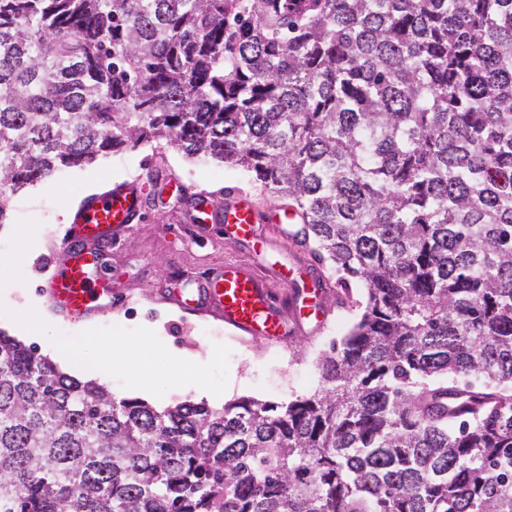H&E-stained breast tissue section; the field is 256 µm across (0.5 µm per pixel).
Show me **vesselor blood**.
Wrapping results in <instances>:
<instances>
[{
    "instance_id": "b4317fda",
    "label": "vessel or blood",
    "mask_w": 512,
    "mask_h": 512,
    "mask_svg": "<svg viewBox=\"0 0 512 512\" xmlns=\"http://www.w3.org/2000/svg\"><path fill=\"white\" fill-rule=\"evenodd\" d=\"M149 193V184L139 179L115 183L104 194L87 199L72 215L62 241L65 258L45 287L57 311L79 320L111 300V289L92 273L113 237L142 221ZM172 193L189 203L200 232H221L250 251L271 247L274 237H291L299 222L294 209L263 212L239 191L220 200L188 194L178 185ZM277 279L292 285L291 296L278 295L274 280L250 265L230 260L198 278L163 289L162 295L183 310L213 315L241 337H260L273 346L287 344L307 325L323 329L329 319L328 310L320 305L325 278L308 266L278 271Z\"/></svg>"
}]
</instances>
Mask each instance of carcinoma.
<instances>
[{
	"label": "carcinoma",
	"instance_id": "carcinoma-1",
	"mask_svg": "<svg viewBox=\"0 0 512 512\" xmlns=\"http://www.w3.org/2000/svg\"><path fill=\"white\" fill-rule=\"evenodd\" d=\"M165 140L362 312L309 396L158 409L0 331V512H512V0H0V224Z\"/></svg>",
	"mask_w": 512,
	"mask_h": 512
}]
</instances>
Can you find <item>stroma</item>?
Returning <instances> with one entry per match:
<instances>
[{
	"label": "stroma",
	"instance_id": "obj_1",
	"mask_svg": "<svg viewBox=\"0 0 512 512\" xmlns=\"http://www.w3.org/2000/svg\"><path fill=\"white\" fill-rule=\"evenodd\" d=\"M166 174L192 192L220 197L229 189L251 193L262 211L282 204L281 198L255 188L247 173L216 161L186 159L163 144L129 148L88 166L59 171L10 199L11 218L0 225V311L9 313L14 327H33L35 334L25 337V344H33L38 335L47 337L56 347L51 360L61 371L93 380L119 399H140L155 406L195 401L190 376L174 363L177 352L199 357L213 408L244 396L284 402L313 393L319 381V356L338 330H349L358 317L342 306L346 291L337 284L330 261L316 262L327 275L326 303L333 310L322 332L293 336L281 349L241 338L211 315L183 312L158 296V289L176 276L193 274L204 263L245 257L268 268L314 262L313 257L307 247L293 242L287 251L250 257L230 239L207 249L188 246L189 223L179 203L161 198L149 204L144 221L110 247L112 288L122 296L123 305L98 308L80 321L50 305L43 286L61 261L68 225L60 215L62 202L71 201L77 208L111 182L139 176L151 181ZM131 339L144 340L149 349L147 371H130L117 360L105 372H97L104 354L123 351Z\"/></svg>",
	"mask_w": 512,
	"mask_h": 512
}]
</instances>
